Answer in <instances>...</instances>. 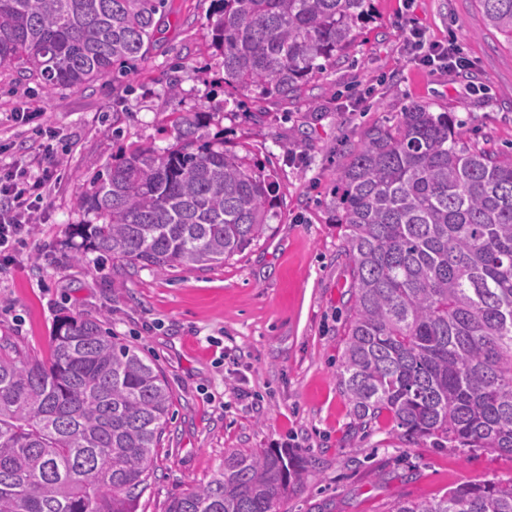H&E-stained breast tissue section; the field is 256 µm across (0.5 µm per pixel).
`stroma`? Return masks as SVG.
<instances>
[{
  "mask_svg": "<svg viewBox=\"0 0 512 512\" xmlns=\"http://www.w3.org/2000/svg\"><path fill=\"white\" fill-rule=\"evenodd\" d=\"M216 8L169 0L128 86L103 79L49 92L0 69V162L25 165L47 151L60 163L37 223L0 271V338L45 359L60 319L103 317L156 364L173 418L137 512H166L234 451L286 448L307 459L281 512H390L400 498L512 479L507 454L411 444L385 416L356 430L338 387L353 279L334 224L340 170L368 128L396 123L411 104L448 113L472 150L512 155V49L486 28L476 0H371L354 45L297 96L228 105L211 44ZM414 29L427 43L455 40L468 68L424 67L407 40ZM17 112L27 121H14ZM188 112L201 113L206 140L272 174L282 203L266 233L204 271L76 256L77 225L95 221L79 203L86 180L134 148L170 147Z\"/></svg>",
  "mask_w": 512,
  "mask_h": 512,
  "instance_id": "35a3bbf8",
  "label": "stroma"
}]
</instances>
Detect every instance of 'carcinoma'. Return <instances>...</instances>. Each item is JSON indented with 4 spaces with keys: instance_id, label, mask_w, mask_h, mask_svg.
Masks as SVG:
<instances>
[{
    "instance_id": "carcinoma-1",
    "label": "carcinoma",
    "mask_w": 512,
    "mask_h": 512,
    "mask_svg": "<svg viewBox=\"0 0 512 512\" xmlns=\"http://www.w3.org/2000/svg\"><path fill=\"white\" fill-rule=\"evenodd\" d=\"M228 96L290 97L346 52L370 0H216ZM512 47V0H477ZM165 0H0V68L47 91L130 79ZM136 148L79 198L82 250L207 269L258 241L280 198L258 164L198 136ZM336 227L353 301L338 384L363 423L412 443L512 456V161L467 148L448 113L414 104L374 126L338 178ZM151 360L104 322L67 317L36 359L0 343V512H136L171 411ZM306 461L237 453L167 512H280ZM392 512H512V480L464 482Z\"/></svg>"
}]
</instances>
